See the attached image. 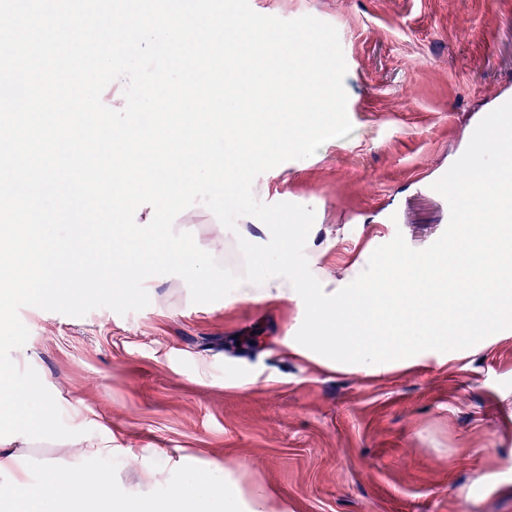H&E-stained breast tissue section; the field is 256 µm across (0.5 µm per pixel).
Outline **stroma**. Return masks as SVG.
I'll return each instance as SVG.
<instances>
[{
	"label": "stroma",
	"mask_w": 512,
	"mask_h": 512,
	"mask_svg": "<svg viewBox=\"0 0 512 512\" xmlns=\"http://www.w3.org/2000/svg\"><path fill=\"white\" fill-rule=\"evenodd\" d=\"M258 13L334 26L353 131L257 178L263 203L313 207L311 270L355 279L392 240L395 201L421 250L446 211L413 172L447 159L477 112L512 89V0H250ZM150 303L72 317L25 307L22 351L74 429L112 443L99 468L129 485L131 451L176 469L224 467L287 512H512V329L367 373L295 343L305 309L228 294L193 303L175 275Z\"/></svg>",
	"instance_id": "35a3bbf8"
}]
</instances>
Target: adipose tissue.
Returning <instances> with one entry per match:
<instances>
[{"label": "adipose tissue", "mask_w": 512, "mask_h": 512, "mask_svg": "<svg viewBox=\"0 0 512 512\" xmlns=\"http://www.w3.org/2000/svg\"><path fill=\"white\" fill-rule=\"evenodd\" d=\"M112 451L75 439L59 453L42 461L43 487L30 480L25 455L18 448L0 447V502L9 512H201L204 503L219 501L224 512H239L243 493L236 483L223 478L200 479L184 471L174 483L173 494L163 502L146 497L151 487L170 480L157 463H141L133 469V490H117L111 478L96 470L68 469L69 460H98Z\"/></svg>", "instance_id": "adipose-tissue-1"}]
</instances>
